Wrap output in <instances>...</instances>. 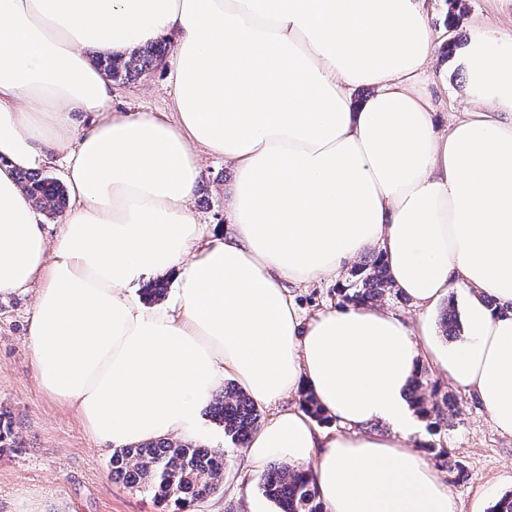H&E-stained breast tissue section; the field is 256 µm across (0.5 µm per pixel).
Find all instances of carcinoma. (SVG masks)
I'll use <instances>...</instances> for the list:
<instances>
[{"instance_id": "cac0c4a2", "label": "carcinoma", "mask_w": 512, "mask_h": 512, "mask_svg": "<svg viewBox=\"0 0 512 512\" xmlns=\"http://www.w3.org/2000/svg\"><path fill=\"white\" fill-rule=\"evenodd\" d=\"M169 50V44L158 42L136 49L127 59L107 56L96 59V64L109 80L123 84L157 66ZM18 179L37 207L51 214L64 207L65 190L56 179L39 171H22ZM392 288L382 255L373 253L367 261L354 267V279L336 289V294L347 304L370 305ZM441 325L447 337L460 331L454 305L444 308ZM424 387V376L415 372L410 398L419 412L431 419L437 432L447 423V414L439 403H425ZM209 413L234 444L246 443L259 426L260 413L255 402L234 385L224 387V393L212 398ZM225 466L221 451L166 438L120 449L112 454L111 462L112 476L152 494L158 502L173 508V512H187L189 507L213 494L224 481ZM261 488L278 512H324L310 474L286 463L271 465Z\"/></svg>"}]
</instances>
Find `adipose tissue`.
Wrapping results in <instances>:
<instances>
[{"instance_id":"1","label":"adipose tissue","mask_w":512,"mask_h":512,"mask_svg":"<svg viewBox=\"0 0 512 512\" xmlns=\"http://www.w3.org/2000/svg\"><path fill=\"white\" fill-rule=\"evenodd\" d=\"M167 38L171 118L113 111L96 58ZM453 58L469 106L442 130L426 0H0V297L39 286L40 388L124 448L193 434L230 378L273 408L248 463L309 468L326 512H457L408 393L429 360L512 436V37L473 27ZM206 154L235 172L218 233L191 211ZM60 155L52 240L17 174ZM374 246L416 323L290 296ZM162 271L172 303H139ZM454 289L444 345L428 314ZM304 392L344 432L286 405ZM453 300L455 303V307L453 304L446 306L448 301H445L442 306L438 307L432 313L429 314L430 320L437 326L439 339L443 343L448 342V340L445 339L444 336H442L439 322H440V314L445 306L446 307L444 308V310L441 314V325L443 327V331L445 332V336H447V337L448 336H457L458 335L457 332H460V328H461L460 321L462 318L463 296L461 294H459L456 298H453ZM458 315H459V317H458ZM460 334H461V332H460ZM459 337L460 336H457L455 338L448 337V339H457Z\"/></svg>"}]
</instances>
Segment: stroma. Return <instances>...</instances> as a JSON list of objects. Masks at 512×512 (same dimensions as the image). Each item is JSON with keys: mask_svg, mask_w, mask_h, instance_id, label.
<instances>
[{"mask_svg": "<svg viewBox=\"0 0 512 512\" xmlns=\"http://www.w3.org/2000/svg\"><path fill=\"white\" fill-rule=\"evenodd\" d=\"M428 21L439 45L438 68L447 74L435 92L436 123L444 127L467 106L465 74L452 65L449 44L465 43L477 25L511 36L512 11L498 0H428ZM163 77L158 67L116 85L113 111L168 115ZM233 181L234 172L223 158H203L192 202L198 223L223 230ZM33 306L30 291L0 299V414L15 432L13 445L0 450V512H18L27 498L35 500L41 512H163L151 494L113 480L111 445L94 440L72 407L40 389L27 341ZM424 371L435 401L452 399V415L437 434L420 425L412 442L447 483L457 512H488L512 491V438L502 435L476 399L453 386L446 374L429 365ZM194 442L222 449L227 465L221 486L193 512H252L258 503L265 512H277L261 490L265 469L247 466L243 446L227 439L222 426L204 417Z\"/></svg>", "mask_w": 512, "mask_h": 512, "instance_id": "35a3bbf8", "label": "stroma"}]
</instances>
